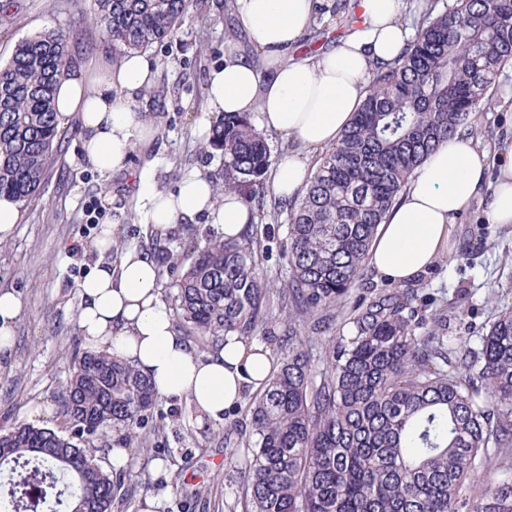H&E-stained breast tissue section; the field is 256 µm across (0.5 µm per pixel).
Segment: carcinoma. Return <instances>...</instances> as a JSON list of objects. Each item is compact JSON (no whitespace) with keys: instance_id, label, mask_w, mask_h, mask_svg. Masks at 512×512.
I'll use <instances>...</instances> for the list:
<instances>
[{"instance_id":"obj_1","label":"carcinoma","mask_w":512,"mask_h":512,"mask_svg":"<svg viewBox=\"0 0 512 512\" xmlns=\"http://www.w3.org/2000/svg\"><path fill=\"white\" fill-rule=\"evenodd\" d=\"M186 8L187 0H94L74 26L101 29L116 52L147 49L172 36ZM72 49L69 35L48 29L21 40L0 67V195L25 202L44 187L68 134L55 86ZM508 69L512 0L425 8L413 40L372 71L352 122L289 204L288 276L264 274L260 206L241 240L194 252L172 295L185 340L207 350L274 322L284 334L264 389L246 402L249 429L224 430L226 458L240 466L241 512H512V482L468 493L489 448L512 447V311L463 363L452 358L443 314L416 334V288L360 302L354 334L331 332L332 310L364 275L378 224L425 156L490 109ZM211 145L224 154L218 189L265 195L270 153L251 114L223 113ZM158 398L114 354L77 352L58 400L74 434L23 424L0 433V468L20 467L5 512H122L124 478L81 447L96 437L87 423L151 458L137 429Z\"/></svg>"}]
</instances>
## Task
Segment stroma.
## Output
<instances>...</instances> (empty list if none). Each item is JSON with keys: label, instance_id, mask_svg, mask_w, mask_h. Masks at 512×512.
Masks as SVG:
<instances>
[{"label": "stroma", "instance_id": "35a3bbf8", "mask_svg": "<svg viewBox=\"0 0 512 512\" xmlns=\"http://www.w3.org/2000/svg\"><path fill=\"white\" fill-rule=\"evenodd\" d=\"M225 0H191L174 35L153 46L160 64L147 110L158 134L148 149L133 155L128 173L99 172L72 137L59 153L39 196L20 203V219L10 241L0 243V292L20 294L23 310L16 327L14 355L0 365V428L31 424L56 429L59 417L31 419V411L56 405L69 375V357L81 342L75 284L93 255L83 250L101 225H116L125 243L150 251L205 246L218 238L216 225L197 218L192 225L157 233L133 220L132 175L143 174L161 190L174 189L196 167L217 174L219 151L207 148L216 115L210 112L204 86L210 69L224 61L225 29L230 15ZM11 23L0 30V65L16 43L55 28L68 31L73 16L90 0H7ZM271 213L270 251L264 261L269 276L285 274L281 256L287 213L273 193H266ZM452 251L457 261L438 259L416 285L418 317L448 309V334L457 354L475 356L481 337L502 312L512 310V224H489L480 207L468 208L455 226ZM154 433L156 458L130 460L129 469L143 485L127 512H139L142 496L161 501L159 512H229L238 474L225 464L224 424L199 427L186 400L160 399L142 425Z\"/></svg>", "mask_w": 512, "mask_h": 512}]
</instances>
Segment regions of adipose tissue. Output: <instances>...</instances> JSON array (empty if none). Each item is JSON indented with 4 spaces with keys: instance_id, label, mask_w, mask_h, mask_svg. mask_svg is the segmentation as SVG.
<instances>
[{
    "instance_id": "adipose-tissue-1",
    "label": "adipose tissue",
    "mask_w": 512,
    "mask_h": 512,
    "mask_svg": "<svg viewBox=\"0 0 512 512\" xmlns=\"http://www.w3.org/2000/svg\"><path fill=\"white\" fill-rule=\"evenodd\" d=\"M239 38L224 43V62L207 77L216 112H256L267 130L287 139L291 153L270 167L268 183L283 202L308 183L310 156L332 147L362 103L374 67L391 63L415 35L403 20L405 0H348L354 27L340 42L303 57L295 47L315 25L321 0H233ZM159 63L151 51L129 50L102 67L88 62L65 75L56 92L59 125L78 118L81 151L105 174L127 171L136 151L154 140L155 125L138 104L154 88ZM496 168L489 183L485 171ZM481 201L490 224H512V146L456 134L429 154L401 200L379 225L366 263L389 284L413 281L447 253L464 210ZM143 224L167 230L200 217L237 239L253 205L239 193L216 197L202 170L175 189L139 182ZM113 225H103L89 249L97 256L76 285L78 324L88 348L134 365L160 396L188 400L197 422H220L260 390L272 371L261 341L225 337L199 354L180 336L173 309L161 298L160 267L136 246L113 258Z\"/></svg>"
}]
</instances>
